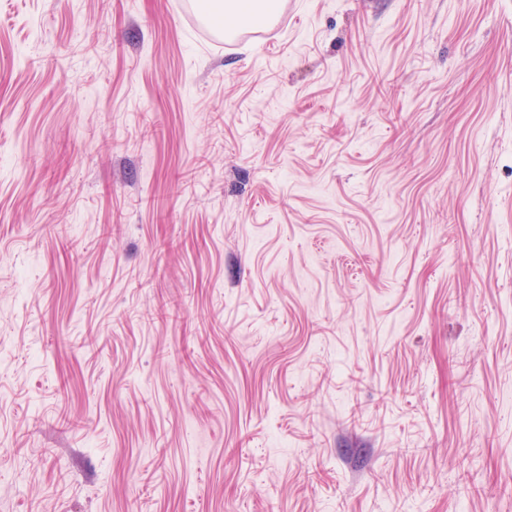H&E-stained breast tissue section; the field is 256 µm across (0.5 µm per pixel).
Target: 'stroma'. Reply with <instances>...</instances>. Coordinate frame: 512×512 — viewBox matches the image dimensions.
Segmentation results:
<instances>
[{"label":"stroma","mask_w":512,"mask_h":512,"mask_svg":"<svg viewBox=\"0 0 512 512\" xmlns=\"http://www.w3.org/2000/svg\"><path fill=\"white\" fill-rule=\"evenodd\" d=\"M0 0V512H512V0ZM210 2V13L225 25H244L262 22L276 6L275 0H219Z\"/></svg>","instance_id":"stroma-1"}]
</instances>
